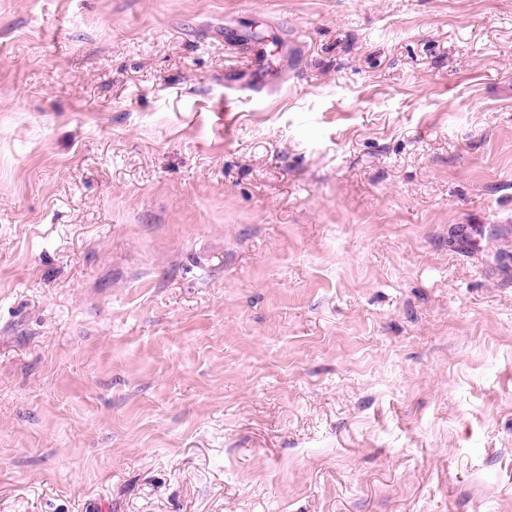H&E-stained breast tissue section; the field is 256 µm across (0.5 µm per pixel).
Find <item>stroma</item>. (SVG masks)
<instances>
[{
	"label": "stroma",
	"mask_w": 512,
	"mask_h": 512,
	"mask_svg": "<svg viewBox=\"0 0 512 512\" xmlns=\"http://www.w3.org/2000/svg\"><path fill=\"white\" fill-rule=\"evenodd\" d=\"M0 512H512V0H0Z\"/></svg>",
	"instance_id": "1"
}]
</instances>
